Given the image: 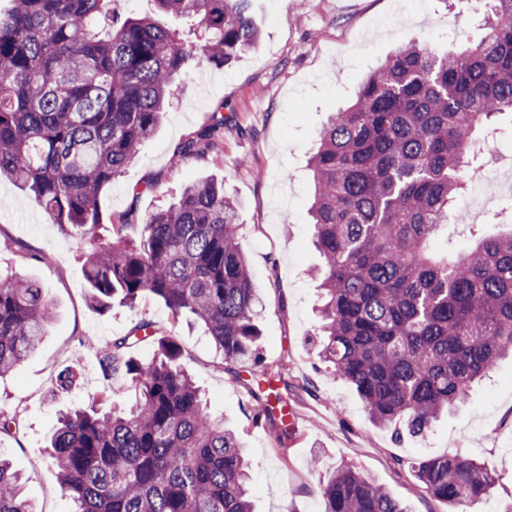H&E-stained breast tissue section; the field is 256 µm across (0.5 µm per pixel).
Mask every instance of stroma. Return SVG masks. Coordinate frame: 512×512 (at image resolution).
<instances>
[{
	"instance_id": "35a3bbf8",
	"label": "stroma",
	"mask_w": 512,
	"mask_h": 512,
	"mask_svg": "<svg viewBox=\"0 0 512 512\" xmlns=\"http://www.w3.org/2000/svg\"><path fill=\"white\" fill-rule=\"evenodd\" d=\"M253 15L261 33L256 48L230 65H205L176 78L157 132L101 191L96 238L110 241L113 225L130 214L143 221L192 181L223 182L238 204L240 246L260 298L258 363L285 382L300 432L275 450V430L258 417L245 381L225 370L192 317L171 322L165 304L152 298L93 309L84 268L88 239L61 229L19 186L1 180L0 270L37 281L56 317L27 359L0 376V412L20 422L18 433L0 434V457L21 474L36 512H73L48 459L50 436L62 412L102 398L127 405V398L105 397L106 387H120L125 378L105 379L96 349L146 319L180 340L184 367L210 412L237 433L250 463L255 512H321L319 487L343 466L376 479L412 512H448L400 460L456 451L484 463L497 479L473 512H512L511 357L425 438L398 440L370 420L355 389L316 356L319 282L312 271L321 259L313 246L308 159L318 133L331 112L352 103L386 55L425 41L442 49L479 41L481 16L466 0H254ZM219 115L218 148L177 155L183 141ZM475 144L487 152L486 169L512 174L511 115L481 129ZM72 364L79 383L58 392L57 375Z\"/></svg>"
}]
</instances>
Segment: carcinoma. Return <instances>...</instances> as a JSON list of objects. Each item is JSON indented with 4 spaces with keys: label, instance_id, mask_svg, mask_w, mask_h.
Masks as SVG:
<instances>
[{
    "label": "carcinoma",
    "instance_id": "1",
    "mask_svg": "<svg viewBox=\"0 0 512 512\" xmlns=\"http://www.w3.org/2000/svg\"><path fill=\"white\" fill-rule=\"evenodd\" d=\"M116 0H14L0 13V178L28 191L62 228L94 236L97 198L137 157L171 105L176 76L228 64L258 42L251 0H154L200 38L186 43ZM486 34L461 50L413 43L388 56L353 104L332 113L309 161L314 245L322 260L318 357L357 392L374 423L397 438L430 431L470 386L512 355V227L464 255L429 251L455 218L475 132L512 112V0H470ZM224 118L177 153L216 147ZM239 211L224 185L202 179L85 262L88 301L164 302L185 314L232 365L256 358L257 293L239 246ZM54 318L45 290L0 273V374L32 353ZM152 338L155 356L131 349ZM106 378L125 384L119 412L93 406L58 419L49 458L75 512H253L241 442L211 415L182 366L185 349L148 320L96 351ZM78 369L65 367L58 391ZM275 421L274 380L248 387ZM448 512L488 496L496 477L460 453L398 460ZM323 512H411L350 467L320 487ZM0 512H34L0 459Z\"/></svg>",
    "mask_w": 512,
    "mask_h": 512
}]
</instances>
